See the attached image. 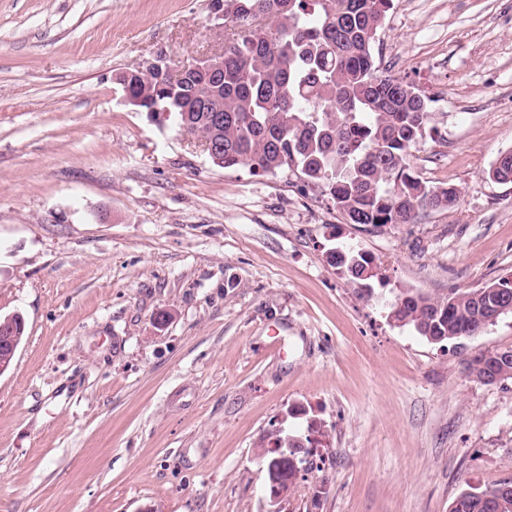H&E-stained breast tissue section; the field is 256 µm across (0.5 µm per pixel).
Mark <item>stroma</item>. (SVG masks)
Instances as JSON below:
<instances>
[{
	"mask_svg": "<svg viewBox=\"0 0 512 512\" xmlns=\"http://www.w3.org/2000/svg\"><path fill=\"white\" fill-rule=\"evenodd\" d=\"M208 0H0V512H269L264 460L306 444L281 512H450L512 479V314L432 344L389 316L512 277V0H393L382 67L426 96L407 162L454 186L414 224H349L291 172L224 169L116 74L220 49ZM356 247L370 284L329 259ZM501 353H510V359L500 357ZM485 368L496 369L497 372L504 373L506 376L502 378L503 380L512 379V348L497 350L473 359L469 367L470 375L477 381L486 384L487 382L484 379L486 376Z\"/></svg>",
	"mask_w": 512,
	"mask_h": 512,
	"instance_id": "stroma-1",
	"label": "stroma"
}]
</instances>
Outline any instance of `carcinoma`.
Returning a JSON list of instances; mask_svg holds the SVG:
<instances>
[{"instance_id":"1","label":"carcinoma","mask_w":512,"mask_h":512,"mask_svg":"<svg viewBox=\"0 0 512 512\" xmlns=\"http://www.w3.org/2000/svg\"><path fill=\"white\" fill-rule=\"evenodd\" d=\"M392 0H224V58L197 61L183 77L130 70L116 77L138 112H167L196 138L216 136L221 167L254 174L288 170L333 202L349 224H413L454 204L453 186L435 193L410 170L409 151L431 120L426 98L410 82L376 63L374 46ZM211 112L224 113L213 132ZM512 182V151L488 172ZM344 276L361 279L375 263L345 247L330 254ZM509 280L499 288L431 298L403 292L390 317L432 343L480 335L489 320L512 314ZM512 379V358L497 350L473 359L470 375L486 369ZM450 512H512L506 481L462 490Z\"/></svg>"}]
</instances>
